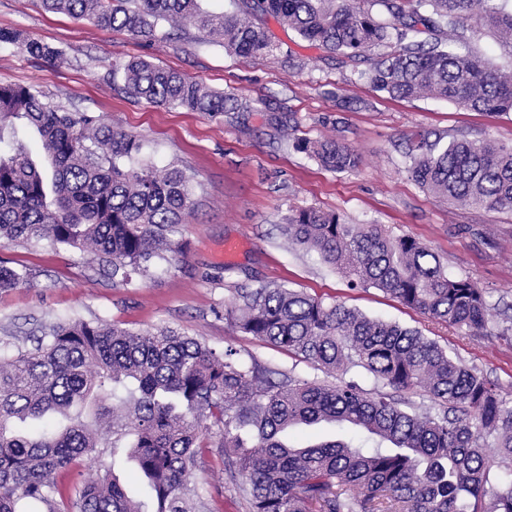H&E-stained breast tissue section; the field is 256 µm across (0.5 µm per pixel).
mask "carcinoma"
Here are the masks:
<instances>
[{"mask_svg":"<svg viewBox=\"0 0 512 512\" xmlns=\"http://www.w3.org/2000/svg\"><path fill=\"white\" fill-rule=\"evenodd\" d=\"M39 2L133 37L152 34L161 21H190L243 59L273 51L260 23L271 17L327 52L369 58L367 79L391 97L512 112V70L492 67L472 47L483 26L512 55V0H237L230 13L209 11L203 0ZM409 32L426 38L408 42ZM0 43L63 59L17 30L0 29ZM117 75L126 94L155 107L216 114L241 107L235 96L145 59L113 63ZM17 122L40 137L44 164L20 147L0 149V239L90 249L124 279L175 248L172 235L193 207L182 169L156 168L141 140L98 116L66 111L37 85L0 84V131ZM302 149L333 171L359 162L335 137L306 140ZM408 157L411 177L448 201L512 211L511 145L458 139L441 147L424 133ZM282 231L351 284L376 288L438 324L489 335L484 290L448 275L416 238L313 207L289 214ZM23 281L21 270L0 264V290ZM224 316L238 332L283 347L328 377L366 374L374 388L275 380L253 358L167 328L59 324L30 352L0 353V512H19L23 500L48 512H146L109 469L71 488L57 481L60 471L97 460L101 426L111 430L118 420L127 458L150 488L151 512L205 507L190 483L214 428L245 512H512V481L488 485V452L512 463V406L436 341L271 283L239 289ZM407 393L430 405H415ZM322 422L388 446L290 444L291 429Z\"/></svg>","mask_w":512,"mask_h":512,"instance_id":"1","label":"carcinoma"}]
</instances>
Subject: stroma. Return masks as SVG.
I'll return each instance as SVG.
<instances>
[{
	"mask_svg": "<svg viewBox=\"0 0 512 512\" xmlns=\"http://www.w3.org/2000/svg\"><path fill=\"white\" fill-rule=\"evenodd\" d=\"M265 26L274 52L246 61L208 43L191 24H163L154 35L134 38L44 11L37 0H0V29L64 53L57 63L1 44L0 83L39 84L67 111L99 116L137 136L157 167L174 162L191 176L195 201L174 235L179 250L128 281L113 277L88 250L37 239L0 242V262L28 272L18 287L0 290V348L24 353L58 323L101 319L138 331L170 327L217 351L236 349L277 373L322 379L286 349L241 335L224 319L237 289L276 283L420 329L512 402V334L499 336L512 330V212L448 203L410 176L405 157L419 131L510 144L512 112L390 97L364 78L363 60L317 49L275 20ZM132 57L236 94L251 109L209 114L136 102L110 78L113 62ZM332 136L358 155L355 170H325L301 148L303 140ZM308 207L426 244L448 274L470 277L485 290L491 338L441 326L377 289L352 286L316 252L290 244L281 226L291 211ZM221 466L217 451L209 450L192 484L212 512H244L233 495H215Z\"/></svg>",
	"mask_w": 512,
	"mask_h": 512,
	"instance_id": "stroma-1",
	"label": "stroma"
}]
</instances>
